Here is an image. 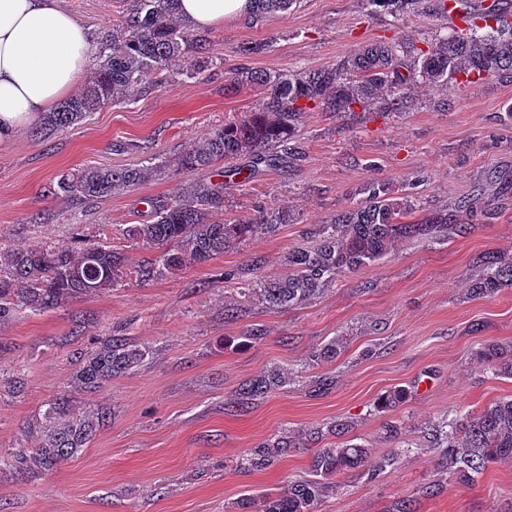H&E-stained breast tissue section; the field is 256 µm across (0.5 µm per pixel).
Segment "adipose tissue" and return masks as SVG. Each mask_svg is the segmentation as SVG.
<instances>
[{"label":"adipose tissue","instance_id":"1","mask_svg":"<svg viewBox=\"0 0 512 512\" xmlns=\"http://www.w3.org/2000/svg\"><path fill=\"white\" fill-rule=\"evenodd\" d=\"M253 0H179L180 18L198 31L250 15ZM91 35L64 0H0V147L90 73Z\"/></svg>","mask_w":512,"mask_h":512}]
</instances>
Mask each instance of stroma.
<instances>
[{"mask_svg": "<svg viewBox=\"0 0 512 512\" xmlns=\"http://www.w3.org/2000/svg\"><path fill=\"white\" fill-rule=\"evenodd\" d=\"M433 0H414L401 22L370 14L366 0H297L290 11L225 22L208 31L216 64L199 78L108 104L49 139L23 130L0 149V244L108 242L126 262L114 287L34 314L0 321V448L35 447L50 402L68 395L75 415L111 418L87 448L51 471L0 469V512H235L246 495L310 478L329 429L392 467L364 466L331 479L319 512H512V462L474 482L451 480L430 431L512 397V378L494 374L485 345L512 346V287L476 299L477 254L512 258V78L486 76L444 90L418 85L407 112L335 114L312 109L297 128L300 154L231 187L224 215L288 210L293 223L252 238L178 275L140 281L152 250L120 228L149 223L146 197L172 194L177 178L158 175L135 189L82 206L46 191L61 173L86 165L121 168L159 153L178 158L191 143L250 110L259 91L224 87L227 73L332 68L359 46L407 38L426 47L452 21ZM102 37L124 0H65ZM246 43L261 44L245 55ZM376 179L417 197L423 211L448 210L464 235L402 240L380 261L339 277L288 309L251 301L231 319L227 306L255 277L288 272V252L311 247L322 225L361 200ZM262 337L249 339L251 329ZM122 338L148 355L96 393L75 391L81 354ZM336 341L335 360L313 357ZM294 375L287 388L238 408L242 383L272 368ZM403 402L382 406L392 390ZM290 448H275V439Z\"/></svg>", "mask_w": 512, "mask_h": 512, "instance_id": "stroma-1", "label": "stroma"}]
</instances>
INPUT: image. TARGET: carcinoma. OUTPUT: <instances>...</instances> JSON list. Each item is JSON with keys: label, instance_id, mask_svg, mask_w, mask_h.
<instances>
[{"label": "carcinoma", "instance_id": "cac0c4a2", "mask_svg": "<svg viewBox=\"0 0 512 512\" xmlns=\"http://www.w3.org/2000/svg\"><path fill=\"white\" fill-rule=\"evenodd\" d=\"M121 28L103 40L99 63L83 91L46 113L35 136L50 137L82 121L109 103L142 96L159 87L158 73L173 60L190 56L192 65L182 71L188 78L213 65L206 36L177 20L178 0H126ZM255 16L286 13L295 0H254ZM372 13H384L398 22L409 0H367ZM495 24L471 23L451 35L418 48L394 41L365 45L334 68L304 69L287 73L251 71L245 78L230 76V87L246 82L260 90V98L239 118L228 119L204 140L191 145L173 164L172 174L196 175L168 196L147 200L151 223L130 224L120 234L156 250L154 262L138 270L140 278L178 274L191 263H206L260 235L275 233L293 216L276 208L229 223L224 214V179L247 181L265 169H276L295 157L293 139L303 112L317 106L329 112L362 110L402 112L412 102L409 90L422 83L443 89L462 75L512 74V23L507 17ZM246 162L238 166L233 162ZM223 161L229 168L216 175L213 167ZM155 174L154 168L86 166L61 174L50 188L55 196L71 201L106 198L131 190ZM415 207L412 196L396 193L385 181L369 185L365 200L336 215L323 225L319 241L310 248L288 253V274L274 280L258 278L241 289L245 299L259 293L269 306L299 305L327 287L337 277L373 264L404 239L445 237L467 232L465 224L448 223V211L435 210L415 223L402 219ZM485 274L471 294L487 298L512 285V259L494 252L477 257ZM123 252L100 242L85 241L80 247L42 243L31 248L0 247V321L18 309L41 313L80 295L112 287ZM146 350L122 339H110L89 355L73 376V388L94 393L112 379L125 375L144 361ZM484 359L502 376L512 377V352L497 344L484 348ZM288 385L277 369L244 383L241 400L261 398ZM107 422V413L73 418L67 397L51 403L45 427L35 448L0 452V466L25 471L34 462L52 470L82 451ZM444 443L448 476L469 483L492 463L512 461V399H502L473 417L447 424L439 432ZM394 455L372 458L364 444L346 441L338 448H319L312 456V478L291 483L277 493H265L255 503L249 495L237 502L241 512H318L326 481L337 474L370 466L381 470Z\"/></svg>", "mask_w": 512, "mask_h": 512}]
</instances>
